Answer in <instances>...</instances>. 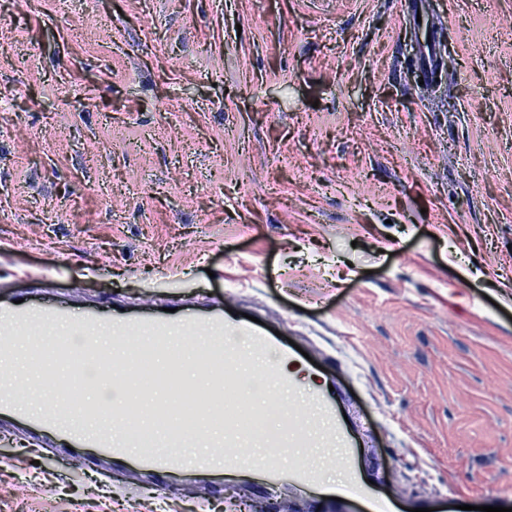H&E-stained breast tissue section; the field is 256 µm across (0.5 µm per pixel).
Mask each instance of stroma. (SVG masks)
Segmentation results:
<instances>
[{
    "instance_id": "35a3bbf8",
    "label": "stroma",
    "mask_w": 512,
    "mask_h": 512,
    "mask_svg": "<svg viewBox=\"0 0 512 512\" xmlns=\"http://www.w3.org/2000/svg\"><path fill=\"white\" fill-rule=\"evenodd\" d=\"M0 0V313L18 297L261 320L341 393L415 512L512 507V0ZM279 428L305 386L262 379ZM0 419V512H336L223 470L155 480ZM414 33L417 38L421 37L426 45L424 46L423 65L425 68V79L432 78L436 70V46L431 38V17L422 9L421 2L413 0L412 2ZM417 11H420L421 22H417Z\"/></svg>"
}]
</instances>
